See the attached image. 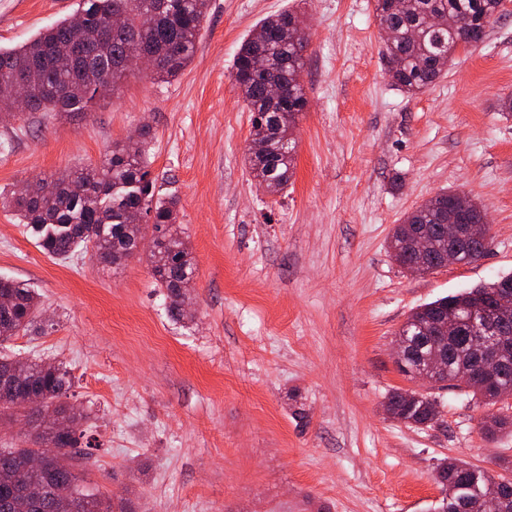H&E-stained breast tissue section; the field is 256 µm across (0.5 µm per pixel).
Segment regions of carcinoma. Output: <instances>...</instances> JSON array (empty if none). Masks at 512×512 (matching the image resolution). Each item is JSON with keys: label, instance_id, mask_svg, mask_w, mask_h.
<instances>
[{"label": "carcinoma", "instance_id": "cac0c4a2", "mask_svg": "<svg viewBox=\"0 0 512 512\" xmlns=\"http://www.w3.org/2000/svg\"><path fill=\"white\" fill-rule=\"evenodd\" d=\"M500 8V0H407L405 9L400 10L394 7V0H375L378 25L393 31L392 40L381 51L392 84L410 95L434 85L447 74L460 44L483 40ZM207 10L208 0H83L77 15L90 24L82 34V65L66 64L74 36L72 19L16 49L0 50V110L83 112L101 94L106 77H112V90H117L120 81L134 71L131 59L145 54L156 60L147 76L170 81L192 61ZM115 15L122 17L121 25L108 26ZM450 16L464 19V24L448 27ZM256 28L262 36L244 39L232 64V78L251 112V123L266 129V135L253 140L248 149L250 173L266 192L278 194L293 176V130L308 105L301 73L309 32L301 17L290 10L262 19ZM260 57L268 62L261 72L254 68ZM19 82L28 88L24 100L13 96V85ZM271 83L280 85L286 96L276 101L270 98ZM149 139L151 128L144 126L138 140L115 144L103 163L50 183L38 181L15 197L14 205L37 236L42 251L64 261L82 249L92 252L101 263L119 266L147 228L153 227L158 236L148 257L151 273L165 290L170 317L183 320L192 297L181 283L193 277L196 264L176 225V201L154 196L145 160ZM450 213L460 224H478L484 217L480 207L462 206L458 193L441 191L395 225L388 250L414 257L411 233L424 224L448 223ZM508 290H512V275L413 310L398 332V341L408 349L401 372L413 377L434 352L442 351L448 354V379L440 387L461 388L455 376L472 369L477 354L467 328L448 321V315L463 317L468 306ZM1 298L9 304L0 305V345L36 327L40 306L32 290L16 280L0 278ZM505 361L506 370L490 382L466 385L467 394L488 406L512 396V354ZM71 387L72 375L62 362L0 355V415H21L36 431L24 446L0 448V512H17L20 493L33 483L43 486L45 492L27 512H129L126 498L90 493L80 488L74 471L57 467L60 456L79 460L88 455L79 425L90 413L62 400ZM434 404L431 394L407 389L393 390L386 401L392 418L414 427L433 425ZM480 430L487 437L509 432L512 416L494 414L482 420ZM34 457L40 458L36 469L30 467ZM434 480L447 491L436 512H473L477 492L486 491L490 483L487 471L460 459L439 464Z\"/></svg>", "mask_w": 512, "mask_h": 512}]
</instances>
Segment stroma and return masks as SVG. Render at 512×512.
<instances>
[{
  "label": "stroma",
  "mask_w": 512,
  "mask_h": 512,
  "mask_svg": "<svg viewBox=\"0 0 512 512\" xmlns=\"http://www.w3.org/2000/svg\"><path fill=\"white\" fill-rule=\"evenodd\" d=\"M81 0H0V50L20 47ZM304 13L309 99L294 174L268 194L245 163L250 114L232 79L262 19ZM374 0H209L192 62L142 74L84 112L0 116V278L35 288L48 331L6 352L63 362L69 403L91 408L81 485L133 512H432L443 461L498 472L512 433L485 440L484 407L433 389L420 429L384 405L411 388L396 361L418 306L512 274V10L448 72L408 95L381 55ZM150 126L159 196L179 200L195 313L169 318L146 253L120 267L44 254L7 198L98 164ZM452 190L482 208L493 242L478 261L413 275L391 258L395 224Z\"/></svg>",
  "instance_id": "obj_1"
}]
</instances>
